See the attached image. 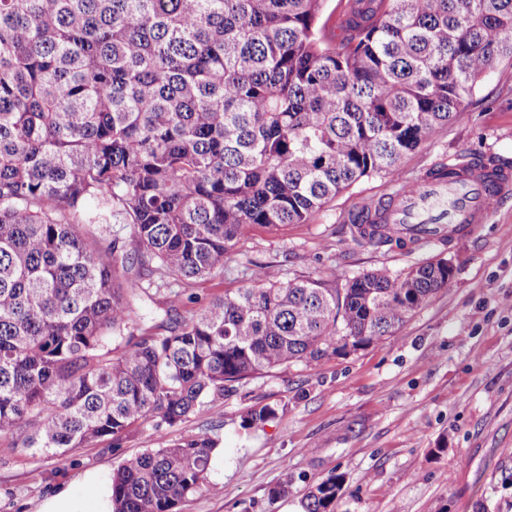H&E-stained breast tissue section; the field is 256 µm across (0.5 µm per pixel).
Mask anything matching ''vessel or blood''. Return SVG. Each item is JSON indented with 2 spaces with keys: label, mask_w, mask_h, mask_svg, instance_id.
<instances>
[{
  "label": "vessel or blood",
  "mask_w": 512,
  "mask_h": 512,
  "mask_svg": "<svg viewBox=\"0 0 512 512\" xmlns=\"http://www.w3.org/2000/svg\"><path fill=\"white\" fill-rule=\"evenodd\" d=\"M510 199L512 168H483L467 161L449 164L446 176H425L397 190L389 203L365 206L364 212L366 221L379 224L435 225V232L417 235L418 242L428 244L485 223L499 204Z\"/></svg>",
  "instance_id": "b4317fda"
}]
</instances>
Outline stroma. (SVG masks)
I'll return each instance as SVG.
<instances>
[{
    "mask_svg": "<svg viewBox=\"0 0 512 512\" xmlns=\"http://www.w3.org/2000/svg\"><path fill=\"white\" fill-rule=\"evenodd\" d=\"M477 160L512 164V58L395 172L354 184L308 223L248 234L223 270L187 287L181 313L247 285L268 263L288 279L341 282L443 257L454 268L453 288L396 336L256 375L164 434L146 423L122 448L99 441L70 451L64 463L0 441V512H40L62 491L89 500L85 473L106 489L125 458L206 433L220 439L209 479L224 492L188 495L177 512H302L306 494L332 476L342 481L335 512H512V309L503 303L512 295V201L441 244L361 245L351 226L364 205L436 164ZM264 405L278 416L242 427V414Z\"/></svg>",
    "mask_w": 512,
    "mask_h": 512,
    "instance_id": "35a3bbf8",
    "label": "stroma"
}]
</instances>
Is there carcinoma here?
Instances as JSON below:
<instances>
[{"label": "carcinoma", "instance_id": "obj_1", "mask_svg": "<svg viewBox=\"0 0 512 512\" xmlns=\"http://www.w3.org/2000/svg\"><path fill=\"white\" fill-rule=\"evenodd\" d=\"M324 2L0 0V440L60 460L120 448L256 374L394 336L453 287L445 258L342 288L261 265L180 313L171 281L395 171L512 57V0H344L334 21ZM355 228L401 246L408 225ZM158 295L162 312L136 315ZM217 445L194 435L125 458L112 512L221 493ZM340 490L322 481L304 512H334Z\"/></svg>", "mask_w": 512, "mask_h": 512}]
</instances>
